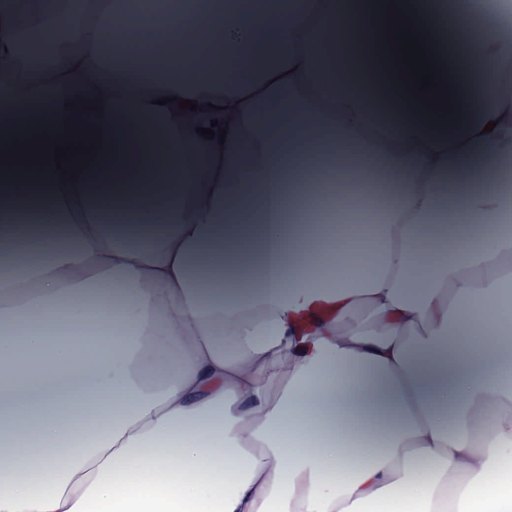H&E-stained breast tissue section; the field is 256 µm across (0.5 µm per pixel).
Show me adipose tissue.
Here are the masks:
<instances>
[{"label":"adipose tissue","instance_id":"adipose-tissue-1","mask_svg":"<svg viewBox=\"0 0 512 512\" xmlns=\"http://www.w3.org/2000/svg\"><path fill=\"white\" fill-rule=\"evenodd\" d=\"M63 2L0 0V142L102 133L79 178L0 168V264L25 262L0 275V442L28 444L0 512H512V234L481 235L512 172V26L474 60L451 0H394L439 63L459 48L441 120L391 69L383 0H197L217 50L139 85L110 0L94 24ZM328 173L391 198L364 289L328 285L351 241L304 221Z\"/></svg>","mask_w":512,"mask_h":512}]
</instances>
